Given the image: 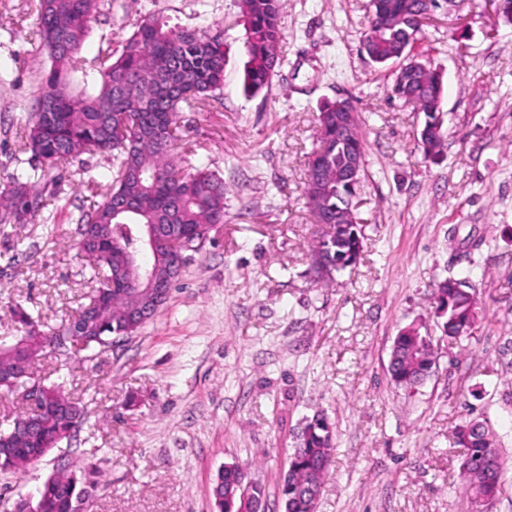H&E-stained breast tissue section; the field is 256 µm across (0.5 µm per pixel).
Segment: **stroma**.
Here are the masks:
<instances>
[{"label": "stroma", "mask_w": 512, "mask_h": 512, "mask_svg": "<svg viewBox=\"0 0 512 512\" xmlns=\"http://www.w3.org/2000/svg\"><path fill=\"white\" fill-rule=\"evenodd\" d=\"M169 25L224 28V86L184 108L178 136L189 164L230 192L159 314L117 351L91 359L56 350L36 378L62 385L89 418L25 474L0 473V512H13L57 458L104 472L90 512H213L222 467L249 465L281 512L293 433L315 412L336 430L318 512H476L462 491L464 421H488L512 458V21L490 0H454L416 44L444 75L447 150L417 147L423 113L390 98L387 71L362 51L370 0H285L279 78L245 96L239 0H102L80 54L120 49L147 15ZM34 0H0V195L28 173L15 135L50 65L34 34ZM352 97L365 136L358 189L360 261L317 288L309 250L324 227L303 198L320 106ZM106 157L84 154L61 179H41V214L0 223V343L24 309L58 327L96 286L76 255L84 182ZM481 240L472 248V240ZM469 273L481 307L470 334L448 340L434 288ZM416 327L436 363L415 392L388 373L395 337Z\"/></svg>", "instance_id": "1"}]
</instances>
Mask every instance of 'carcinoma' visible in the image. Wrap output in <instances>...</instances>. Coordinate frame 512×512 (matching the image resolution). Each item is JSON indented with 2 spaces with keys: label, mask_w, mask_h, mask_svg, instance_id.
Wrapping results in <instances>:
<instances>
[{
  "label": "carcinoma",
  "mask_w": 512,
  "mask_h": 512,
  "mask_svg": "<svg viewBox=\"0 0 512 512\" xmlns=\"http://www.w3.org/2000/svg\"><path fill=\"white\" fill-rule=\"evenodd\" d=\"M371 17L362 38V49L375 65L384 67L397 60L393 72V96L424 113L427 135L419 147L425 157L437 160L446 149L441 117L443 74L423 64L412 54L428 13L436 12L440 0H371ZM99 0H38L39 47L51 61L43 75L28 123L16 131L24 151L49 167L71 164L78 156L102 154L108 168L88 177L86 189L101 200L84 211L76 226L78 250L94 254V278L108 296L106 306L91 302L78 308L68 324L79 327L70 347L74 353L109 347L117 334L132 337L141 329L139 313L149 308L150 293L129 294L112 287V276L122 264L126 250L139 236V225L157 224L169 234L192 232L200 238L208 226L224 223L229 187L206 166L187 172L177 153L178 112L185 105H201L224 84V38L219 33L170 27L163 18H144L127 38L119 55L100 52V65L92 76L93 94L73 93L70 74L83 69L79 50L89 23L98 13ZM283 0H240L246 31L243 86L256 95L271 88L284 64L280 25ZM53 103L52 119H42V104ZM336 103L319 109L318 125L325 129L319 147L308 161L305 200L309 210L320 207L341 223L328 225V233L310 249L309 271L320 288L335 282V275L356 264L363 252L362 226L358 212L347 207L353 193L336 186V166L349 161V154L365 164L364 139L354 128L358 143L353 149L336 143ZM6 217L22 219L44 208L41 195L29 190L28 182L14 181L8 195L0 199ZM142 260L154 265L156 276L172 288L181 276L168 255ZM467 287V278L448 277L437 284L439 309L445 321L444 335L461 338L479 318L478 302ZM21 336L9 347L0 346V369L15 373L13 385L0 391L24 388L25 374L45 348L53 346L58 330H42L40 321L21 310L17 313ZM434 348L419 330L400 334L391 350L388 372L393 383L413 391L429 376ZM46 409L40 425L31 431L6 433L0 447V471L23 472L48 455L65 418L86 421L83 404L67 397L62 387L46 384L40 402L30 409ZM455 444L463 448L461 486L478 502L490 501L502 489L505 467L500 439L484 422L470 420L454 430ZM335 433L323 414L302 422L296 434L289 467L283 475L280 496L283 512H317L325 475L332 465ZM102 470L96 463L81 469L58 466L42 483V497L21 499L14 512H86ZM211 495L216 512H265V488L245 487L244 468L235 466L217 474Z\"/></svg>",
  "instance_id": "carcinoma-1"
}]
</instances>
